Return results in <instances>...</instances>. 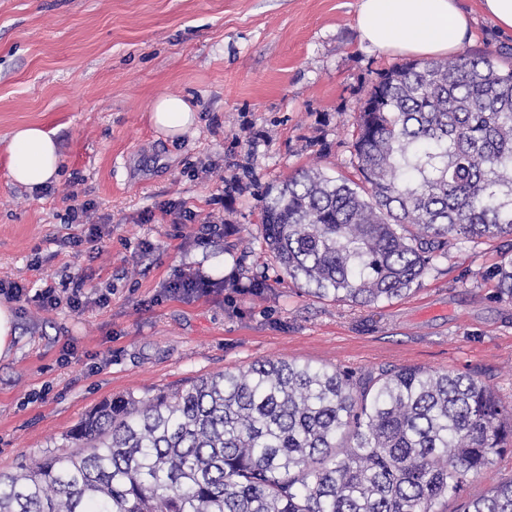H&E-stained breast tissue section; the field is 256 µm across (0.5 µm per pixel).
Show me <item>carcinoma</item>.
<instances>
[{"label": "carcinoma", "instance_id": "cac0c4a2", "mask_svg": "<svg viewBox=\"0 0 512 512\" xmlns=\"http://www.w3.org/2000/svg\"><path fill=\"white\" fill-rule=\"evenodd\" d=\"M512 48L378 74L353 143L359 180L306 170L261 200L264 242L319 298L374 306L459 241L512 237ZM512 298V258L490 271ZM61 448L0 471V512H512V478L463 497L512 446L478 378L358 379L285 360L99 404Z\"/></svg>", "mask_w": 512, "mask_h": 512}]
</instances>
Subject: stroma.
Instances as JSON below:
<instances>
[{
	"label": "stroma",
	"instance_id": "35a3bbf8",
	"mask_svg": "<svg viewBox=\"0 0 512 512\" xmlns=\"http://www.w3.org/2000/svg\"><path fill=\"white\" fill-rule=\"evenodd\" d=\"M358 4L0 0V279L36 290L87 276L109 297L80 312L12 303L0 469L71 447L73 426L112 397L147 399L267 359L356 377L465 372L512 405V299L487 276L512 239L450 246L409 292L371 307L308 295L264 247L262 193L304 169L355 178L359 101L402 61L361 40ZM459 6L464 52L512 47L482 0ZM164 93L197 110L175 139L149 121ZM28 122L54 130L62 153L37 193L7 173L10 134ZM72 188L95 202L90 222L112 221L102 253L64 241ZM168 202L223 224V237L206 243L201 224L175 225L160 211ZM187 269L217 288L167 296Z\"/></svg>",
	"mask_w": 512,
	"mask_h": 512
}]
</instances>
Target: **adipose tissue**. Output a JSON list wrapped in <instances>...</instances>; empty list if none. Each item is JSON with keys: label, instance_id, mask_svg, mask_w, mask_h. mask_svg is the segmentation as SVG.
I'll use <instances>...</instances> for the list:
<instances>
[{"label": "adipose tissue", "instance_id": "adipose-tissue-1", "mask_svg": "<svg viewBox=\"0 0 512 512\" xmlns=\"http://www.w3.org/2000/svg\"><path fill=\"white\" fill-rule=\"evenodd\" d=\"M360 37L390 54L434 57L457 52L469 40V21L456 0H360ZM153 126L175 138L196 122V110L185 97L163 94L149 106ZM61 155L52 132L38 123H23L12 132L8 173L12 183L28 190L52 182Z\"/></svg>", "mask_w": 512, "mask_h": 512}]
</instances>
